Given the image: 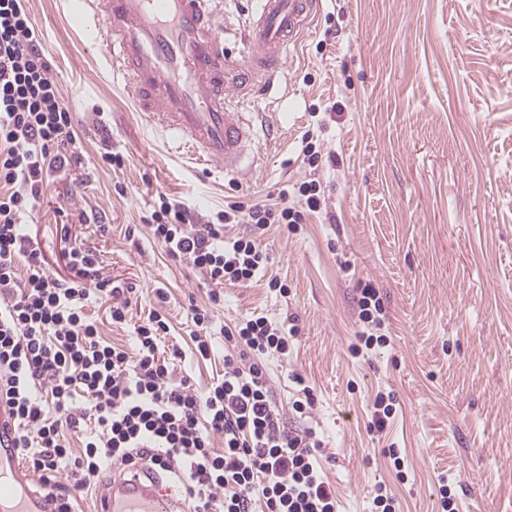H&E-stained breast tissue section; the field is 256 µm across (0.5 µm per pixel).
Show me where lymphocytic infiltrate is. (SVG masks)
Returning <instances> with one entry per match:
<instances>
[{"instance_id": "lymphocytic-infiltrate-1", "label": "lymphocytic infiltrate", "mask_w": 512, "mask_h": 512, "mask_svg": "<svg viewBox=\"0 0 512 512\" xmlns=\"http://www.w3.org/2000/svg\"><path fill=\"white\" fill-rule=\"evenodd\" d=\"M82 164L74 115L51 74L41 34L24 0H0V404L13 419L16 446L38 472L58 512H73L69 487L100 483L111 466L147 464L182 484L192 512H336L321 441L313 428L289 426L287 412L308 416L310 387L283 410L264 357L287 359L299 319L250 311L218 325L224 286L251 284L266 269L261 238L272 224L297 231L323 204L317 179L281 189L273 204L228 200L204 218L160 196L144 216L169 257L190 265L211 287L209 303L189 308L192 354L209 359L224 341V371L196 387L185 352L161 356L170 325L161 307L134 329L133 347L105 340L89 304L124 324L128 285L105 272L96 251L75 244L73 276L50 272L28 229L51 174ZM245 224L235 237L228 231ZM351 351L390 343L379 292L361 283ZM82 438L73 452L70 434ZM223 448H216L215 438Z\"/></svg>"}]
</instances>
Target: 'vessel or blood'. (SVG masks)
<instances>
[{
	"mask_svg": "<svg viewBox=\"0 0 512 512\" xmlns=\"http://www.w3.org/2000/svg\"><path fill=\"white\" fill-rule=\"evenodd\" d=\"M214 0H78L96 39L144 119L198 165L237 170L253 142L244 103L267 88L322 0H257L243 49L224 45ZM0 409V512H54L28 483ZM178 502L149 471L113 476L101 512H176Z\"/></svg>",
	"mask_w": 512,
	"mask_h": 512,
	"instance_id": "1",
	"label": "vessel or blood"
}]
</instances>
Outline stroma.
I'll return each mask as SVG.
<instances>
[{
  "label": "stroma",
  "mask_w": 512,
  "mask_h": 512,
  "mask_svg": "<svg viewBox=\"0 0 512 512\" xmlns=\"http://www.w3.org/2000/svg\"><path fill=\"white\" fill-rule=\"evenodd\" d=\"M26 8L83 154L82 169L49 178L32 231L52 271L70 274L75 239L134 288L128 325L88 307L103 336L132 346L160 288L171 326L162 346L188 348L189 307L207 304L209 288L153 240L143 216L162 194L204 215L235 190L276 199L308 180L298 154L316 133L322 212L297 233L275 224L262 238L266 274L289 295L261 281L225 286L217 323L250 310L298 317L287 361L266 366L283 406L299 395L296 373L317 396L308 417L288 424L316 428L338 512H370L380 484L399 512H440L443 476L456 512H512V0H323L274 92L251 96L250 170L233 179L172 151L141 118L71 0ZM107 146L122 167L102 162ZM90 208L107 232L80 223ZM341 253L353 273L338 269ZM362 280L379 289L391 328L390 344L367 357L350 351ZM381 390L399 407L373 436ZM392 445L407 455L405 479L383 454Z\"/></svg>",
  "instance_id": "35a3bbf8"
}]
</instances>
